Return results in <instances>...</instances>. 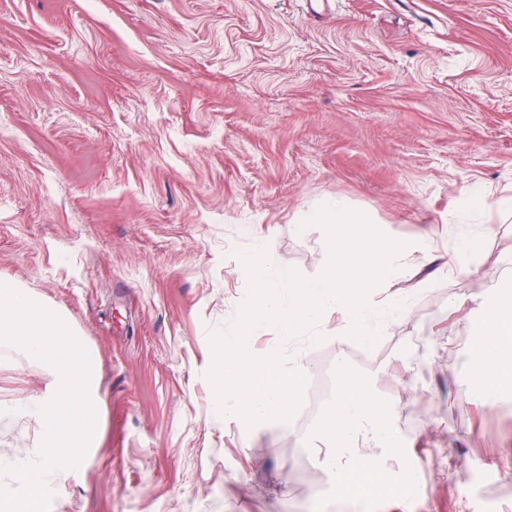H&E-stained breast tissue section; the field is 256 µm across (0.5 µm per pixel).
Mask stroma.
<instances>
[{
  "instance_id": "stroma-1",
  "label": "stroma",
  "mask_w": 512,
  "mask_h": 512,
  "mask_svg": "<svg viewBox=\"0 0 512 512\" xmlns=\"http://www.w3.org/2000/svg\"><path fill=\"white\" fill-rule=\"evenodd\" d=\"M512 0H0V276L66 310L100 363L99 444L48 512H512V396L471 371L479 304L512 284ZM338 197L411 253L401 345L347 353L336 315L300 341L386 406L377 487L349 497L320 425L210 420V336L259 240L301 276ZM479 239L478 274L442 272ZM0 345V400L42 387ZM478 481L457 497L451 462Z\"/></svg>"
}]
</instances>
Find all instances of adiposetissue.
Segmentation results:
<instances>
[{
  "instance_id": "adipose-tissue-1",
  "label": "adipose tissue",
  "mask_w": 512,
  "mask_h": 512,
  "mask_svg": "<svg viewBox=\"0 0 512 512\" xmlns=\"http://www.w3.org/2000/svg\"><path fill=\"white\" fill-rule=\"evenodd\" d=\"M482 308L484 317L475 329L480 341L471 369L484 388L511 396L512 297L485 300ZM323 424L325 434L336 443L326 454L325 465L338 471L341 489H365L376 467L361 459L359 448L390 443L384 408L370 391L345 375Z\"/></svg>"
}]
</instances>
